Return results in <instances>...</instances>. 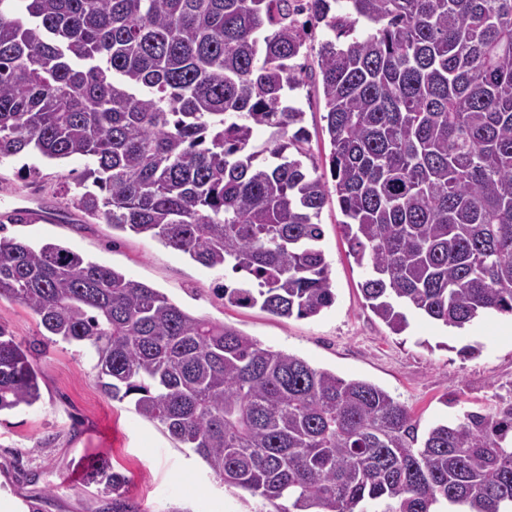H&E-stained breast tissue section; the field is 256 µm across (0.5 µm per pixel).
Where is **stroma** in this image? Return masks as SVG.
<instances>
[{"instance_id": "1", "label": "stroma", "mask_w": 512, "mask_h": 512, "mask_svg": "<svg viewBox=\"0 0 512 512\" xmlns=\"http://www.w3.org/2000/svg\"><path fill=\"white\" fill-rule=\"evenodd\" d=\"M303 126L314 157L330 155L321 87L310 81L297 92ZM88 164L86 158L49 161L28 152L0 161V223L8 238L39 247L58 243L85 259L123 272L164 293L184 310L230 326L263 345L297 355L313 367L346 379H363L403 403L420 429L453 420L466 411L486 412L512 402V336L501 338L503 314L481 316L453 332L420 315L392 334L365 307L359 284L365 278L348 254L335 198H328L319 222L330 264L335 304L319 316L281 318L253 307L225 304L224 285L242 281L201 266L159 241L112 230L110 225L71 211L68 222L51 212ZM30 209L35 220L11 223ZM478 347L475 357L460 349ZM40 401L0 413V493L40 512H106L108 499L89 480L73 482L97 459L130 480V492L144 512H274L261 497L224 485L192 450L170 437L161 424L140 417L130 401L108 399L97 384L93 362L77 344L58 342L36 357Z\"/></svg>"}]
</instances>
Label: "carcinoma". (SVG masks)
Masks as SVG:
<instances>
[{
  "mask_svg": "<svg viewBox=\"0 0 512 512\" xmlns=\"http://www.w3.org/2000/svg\"><path fill=\"white\" fill-rule=\"evenodd\" d=\"M318 24L327 174L305 164L289 101ZM27 151L90 160L69 198L85 215L247 273L224 287L232 305L334 304L317 223L333 191L392 333L409 311L457 329L512 314V0H0V161ZM2 297L38 318V344L82 345L108 398L133 397L275 512L512 506V403L421 434L384 389L58 244L0 237ZM36 345L0 325V412L40 400ZM88 478L112 512H141L108 461Z\"/></svg>",
  "mask_w": 512,
  "mask_h": 512,
  "instance_id": "cac0c4a2",
  "label": "carcinoma"
}]
</instances>
